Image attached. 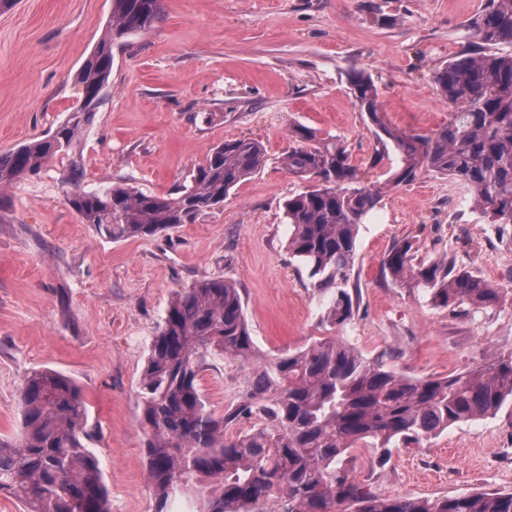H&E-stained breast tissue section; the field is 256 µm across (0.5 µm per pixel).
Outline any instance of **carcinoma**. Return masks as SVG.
<instances>
[{"instance_id": "carcinoma-1", "label": "carcinoma", "mask_w": 512, "mask_h": 512, "mask_svg": "<svg viewBox=\"0 0 512 512\" xmlns=\"http://www.w3.org/2000/svg\"><path fill=\"white\" fill-rule=\"evenodd\" d=\"M162 0H112L103 37L83 62L79 105L47 138L0 152V189L40 174L58 154L69 158L66 201L96 232L113 241L153 237L190 224L258 172L266 150L256 140H227L209 149L190 179L158 196L131 186L80 187L75 146L92 123L112 71L115 42L150 29ZM473 44L438 68L433 81L448 102V123L431 135L407 133L383 118L378 89L361 72L350 76L359 108L375 127L372 164L392 161L386 186L430 170L461 182L474 208L500 236L512 235V0H488L466 25ZM288 172L315 184L289 198L288 252L313 287L330 294L325 321L341 327L353 315L350 288L359 224L382 187L361 184L351 153L334 137L303 125ZM392 280L420 288L432 303L452 307L506 300L501 289L448 256L417 259L412 244H394L382 260ZM234 283L203 276L170 301L152 338L139 380L144 455L155 512L180 493L197 512H512V493L483 490L435 499L379 498L350 476L349 450L371 440L419 445L449 426L493 416L512 404V351L468 372L443 378L408 377L368 361L340 336H329L260 362L249 397L217 419L197 377L209 356L256 357ZM21 433L0 438V494L25 512H110L98 459L88 447L86 404L76 385L53 370L34 371L20 395ZM242 416L266 424L237 435L225 427Z\"/></svg>"}]
</instances>
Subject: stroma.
I'll return each instance as SVG.
<instances>
[{"label":"stroma","instance_id":"stroma-1","mask_svg":"<svg viewBox=\"0 0 512 512\" xmlns=\"http://www.w3.org/2000/svg\"><path fill=\"white\" fill-rule=\"evenodd\" d=\"M485 3L162 0L154 26L112 50L103 101L77 146L82 188L163 195L231 139L262 142L267 161L223 204L152 238L113 241L84 223L65 200L63 155L0 191V436L20 432L26 376L57 371L87 404L111 512H154L138 382L171 298L204 275L236 285L264 354L336 334L398 373L445 377L512 352L511 299L444 308L381 273L392 243L406 239L419 257H452L512 289V238H500L448 176L426 170L384 189L358 228V306L340 329L324 322L328 295L286 249L283 214L305 188L284 166L292 125L339 137L362 183L384 184L389 164L372 162L375 138L350 74L371 78L394 125L431 133L448 120L432 74L466 45L464 25ZM111 12V0H17L0 11V150L63 121ZM258 367L254 358H207L199 387L216 416L245 399ZM351 459L355 481L379 497L512 493V406L419 446L363 445Z\"/></svg>","mask_w":512,"mask_h":512}]
</instances>
